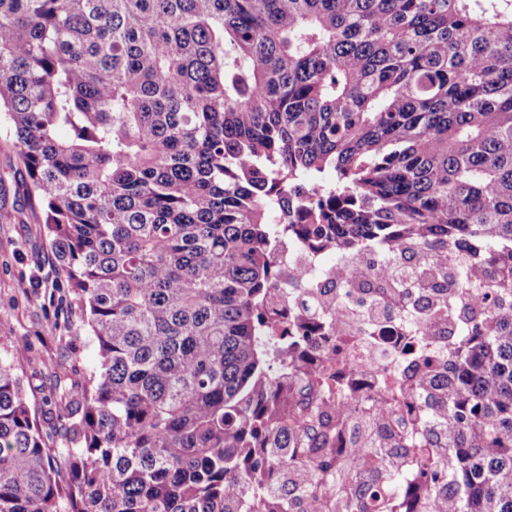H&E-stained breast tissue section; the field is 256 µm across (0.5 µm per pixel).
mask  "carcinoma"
Listing matches in <instances>:
<instances>
[{"instance_id": "carcinoma-1", "label": "carcinoma", "mask_w": 512, "mask_h": 512, "mask_svg": "<svg viewBox=\"0 0 512 512\" xmlns=\"http://www.w3.org/2000/svg\"><path fill=\"white\" fill-rule=\"evenodd\" d=\"M0 112L98 354L57 448L0 355V512H512V0H0ZM283 238L440 323L375 375L404 430L336 405Z\"/></svg>"}]
</instances>
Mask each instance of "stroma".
Wrapping results in <instances>:
<instances>
[{
  "label": "stroma",
  "mask_w": 512,
  "mask_h": 512,
  "mask_svg": "<svg viewBox=\"0 0 512 512\" xmlns=\"http://www.w3.org/2000/svg\"><path fill=\"white\" fill-rule=\"evenodd\" d=\"M19 345L24 395L47 446L56 420L57 379L86 372L97 351L60 278L42 207L27 200L25 178L7 123H0V349Z\"/></svg>",
  "instance_id": "stroma-1"
}]
</instances>
